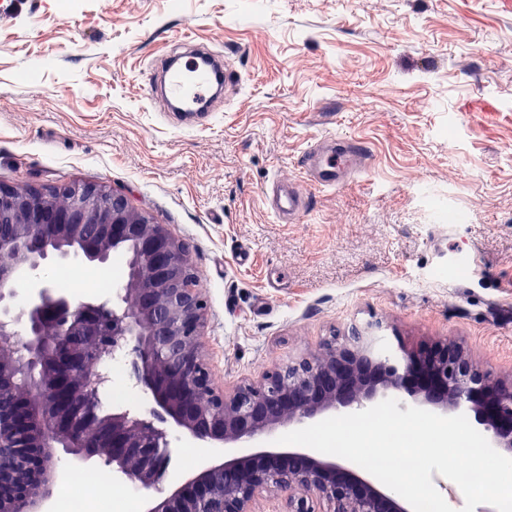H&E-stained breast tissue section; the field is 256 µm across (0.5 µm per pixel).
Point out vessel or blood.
<instances>
[{"label":"vessel or blood","mask_w":512,"mask_h":512,"mask_svg":"<svg viewBox=\"0 0 512 512\" xmlns=\"http://www.w3.org/2000/svg\"><path fill=\"white\" fill-rule=\"evenodd\" d=\"M164 96L170 111L207 112L216 91L232 96L241 85V74L232 60L215 66L199 62L180 65L174 58L161 60ZM369 153L361 141L336 135L317 139L304 152L301 168L306 181L320 188L341 186L368 164ZM271 208L289 223L299 222L308 210V196L296 185L273 196Z\"/></svg>","instance_id":"obj_1"}]
</instances>
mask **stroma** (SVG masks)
I'll return each mask as SVG.
<instances>
[{
	"label": "stroma",
	"instance_id": "stroma-1",
	"mask_svg": "<svg viewBox=\"0 0 512 512\" xmlns=\"http://www.w3.org/2000/svg\"><path fill=\"white\" fill-rule=\"evenodd\" d=\"M196 47L242 86L185 120L146 74ZM327 134L363 141L368 168L278 221L266 195ZM73 182L189 244L224 390L371 319L512 379V0H0V185ZM125 382L123 411L166 434L167 491L182 443Z\"/></svg>",
	"mask_w": 512,
	"mask_h": 512
}]
</instances>
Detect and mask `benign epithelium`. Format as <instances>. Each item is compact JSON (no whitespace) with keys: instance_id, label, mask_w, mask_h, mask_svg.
I'll return each mask as SVG.
<instances>
[{"instance_id":"obj_1","label":"benign epithelium","mask_w":512,"mask_h":512,"mask_svg":"<svg viewBox=\"0 0 512 512\" xmlns=\"http://www.w3.org/2000/svg\"><path fill=\"white\" fill-rule=\"evenodd\" d=\"M53 197L0 185V248L8 254L0 261V512H51L63 453L71 467L102 464L112 481L147 493V512H252L259 489L285 495L287 512H316L315 497L333 512H410L333 456L255 444L285 422L364 410L385 398L472 415L493 447L512 456V381L492 377L453 342L383 348L377 324L332 336L225 392L203 354L206 303L188 244L101 186L68 187L62 206ZM126 247L130 272L115 289L125 309L74 303L45 277L12 312L19 271L39 276L51 257L102 264ZM128 339L153 411L179 438L216 449L159 499L148 491L166 468L162 434L126 412L99 417L89 386L95 367Z\"/></svg>"}]
</instances>
